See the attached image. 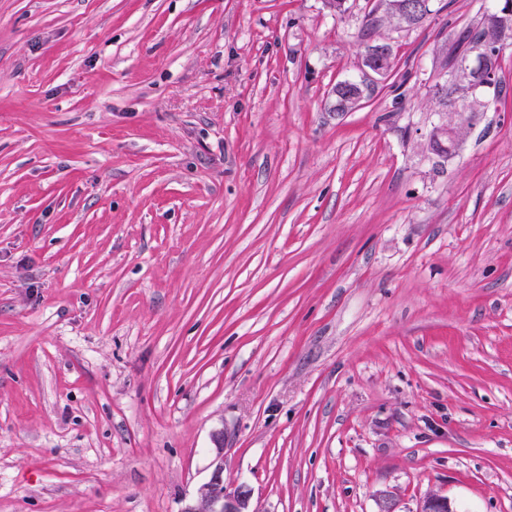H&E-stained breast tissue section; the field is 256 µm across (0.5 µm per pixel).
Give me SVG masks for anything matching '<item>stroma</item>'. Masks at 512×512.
Wrapping results in <instances>:
<instances>
[{
    "label": "stroma",
    "instance_id": "stroma-1",
    "mask_svg": "<svg viewBox=\"0 0 512 512\" xmlns=\"http://www.w3.org/2000/svg\"><path fill=\"white\" fill-rule=\"evenodd\" d=\"M436 3L0 0V512H512V48L433 154ZM378 8L386 15L401 18V27L414 28L423 23L430 15L429 0H380ZM389 56H391V54L387 46L376 45L366 50L364 56V64L368 65L365 67L366 83L372 86L384 75L385 71V75L390 71L391 61L386 63L385 71L382 66L384 65V58ZM375 61H378L377 64H375ZM466 112H456L458 120L453 124H442L433 130L428 145L431 150V145H434L437 141L447 140L451 146H458L464 142L468 136L470 130V122L465 119L464 114ZM250 494L246 485L228 490L224 485L223 467L219 465L203 485L198 507L186 512H252L248 510Z\"/></svg>",
    "mask_w": 512,
    "mask_h": 512
}]
</instances>
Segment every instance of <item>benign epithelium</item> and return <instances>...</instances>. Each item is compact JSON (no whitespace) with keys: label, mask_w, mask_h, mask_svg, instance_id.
I'll return each instance as SVG.
<instances>
[{"label":"benign epithelium","mask_w":512,"mask_h":512,"mask_svg":"<svg viewBox=\"0 0 512 512\" xmlns=\"http://www.w3.org/2000/svg\"><path fill=\"white\" fill-rule=\"evenodd\" d=\"M378 8L386 15L401 18L402 27L414 28L430 16V0H379ZM512 46V0H499L494 19L481 25V34L471 51L453 67L448 80L450 100L463 101L467 108L470 102L484 104L481 97L494 92L496 77L495 59L506 48ZM390 56L389 47L376 45L366 50L364 56L367 83L375 84L384 75V58ZM470 130V122L464 113H458L453 124H442L433 130L428 145L446 140L452 146L464 142ZM250 490L240 485L228 490L224 485L223 467L218 465L209 481L203 485L198 507L188 512H250ZM416 512H455L448 497L440 493H429L419 503Z\"/></svg>","instance_id":"7a95c632"}]
</instances>
